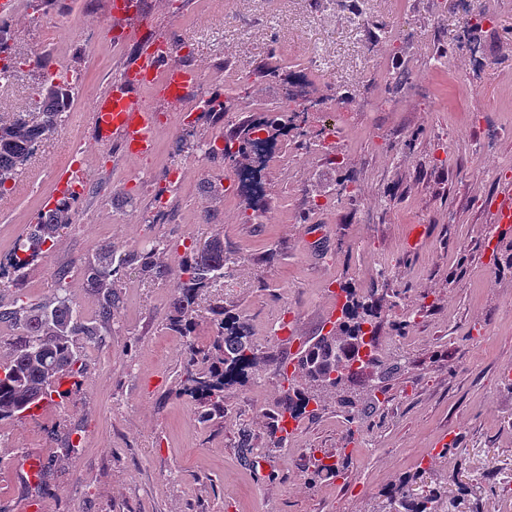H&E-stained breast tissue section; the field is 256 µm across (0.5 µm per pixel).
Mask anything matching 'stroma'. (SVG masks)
<instances>
[{
	"label": "stroma",
	"mask_w": 512,
	"mask_h": 512,
	"mask_svg": "<svg viewBox=\"0 0 512 512\" xmlns=\"http://www.w3.org/2000/svg\"><path fill=\"white\" fill-rule=\"evenodd\" d=\"M141 2L149 19L194 46L206 95L233 96L234 110L222 123L188 102L167 113L148 161L151 177L128 183L140 159L98 143L82 106L130 65L108 39L111 0H50L36 10L15 0L7 15L15 54L56 35L46 51L50 70L70 68L84 77L70 106L72 126L44 139L0 200V248L11 249L53 195L58 172L70 156L80 157L86 194L71 208V226L29 270L24 296L49 301L55 271L69 268L68 291L91 319L97 299L80 267L98 248L111 247L119 257L155 238L189 245L216 236L240 261L234 287L217 286L211 298L246 321L259 348L282 358L330 329L341 314L336 289L399 292L397 307L378 320L380 347L398 344L405 352L403 370L389 385L393 408L364 423L374 447L353 448L345 485L330 479L312 486L302 473L306 449L334 454L344 445L347 422L332 406L300 422L287 447L256 448L253 465H245L237 430L262 434L263 413L280 396L278 377L262 370L226 388L224 421L199 422L195 403L175 395L185 341L166 327L173 280L127 266L115 277L121 309L112 342L87 350L80 387L21 421L0 423V512H29L34 499L41 512H378L383 491L415 472L419 458L445 436L457 448L432 460L428 480L453 487L494 461L512 460V383L498 376L512 367V269L481 262L490 209L503 185H512V169L483 190L481 159L466 133L475 112L512 122V0H477L495 16L481 33L493 62L468 67L463 84L454 68L467 66L469 47L456 26L457 0H360L379 20L399 19L413 37V48L391 42L372 53L347 20L351 0H321L314 15L309 0H237L231 17L225 0ZM254 15L270 16L271 25L247 31ZM289 43L322 47L330 74L359 105L338 113L321 91L299 90L300 98L321 101L308 115V131L327 139L342 129L336 152L344 163L292 151L266 170L261 196H229L234 169L202 156L196 145L254 119L250 85ZM444 49L453 67L428 68ZM397 71L428 85L429 99L400 102L394 112L366 111L384 93L387 74ZM439 131L448 132L449 151L463 161L457 170L435 162ZM385 143L401 150L400 162L388 160ZM173 165L184 172L176 185L166 179ZM344 177L364 187L365 223H353L354 208L344 201L321 212L308 206ZM161 191L182 223L155 219L152 200ZM255 207L267 209L268 223L240 221ZM363 244L393 265L389 281L372 277ZM427 296L435 315L422 329L397 336L395 322ZM285 312L290 332L280 335L274 321ZM75 429L82 439L70 455L63 440ZM27 459L53 464L46 486L32 496L22 467Z\"/></svg>",
	"instance_id": "1"
}]
</instances>
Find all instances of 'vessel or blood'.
Listing matches in <instances>:
<instances>
[{
  "label": "vessel or blood",
  "mask_w": 512,
  "mask_h": 512,
  "mask_svg": "<svg viewBox=\"0 0 512 512\" xmlns=\"http://www.w3.org/2000/svg\"><path fill=\"white\" fill-rule=\"evenodd\" d=\"M173 37L143 44L138 63L115 76L108 87L88 98L86 118L100 139L112 141L126 156H147L154 149L156 138L157 101L174 102L179 88L196 80L199 73L185 69L173 61ZM162 76L156 87L155 101L142 97L139 74Z\"/></svg>",
  "instance_id": "obj_1"
}]
</instances>
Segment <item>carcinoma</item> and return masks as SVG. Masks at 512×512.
Here are the masks:
<instances>
[{"mask_svg":"<svg viewBox=\"0 0 512 512\" xmlns=\"http://www.w3.org/2000/svg\"><path fill=\"white\" fill-rule=\"evenodd\" d=\"M74 91L75 87L57 84L46 75L36 88L33 111L18 112L7 121L0 118V194L6 191L7 182L18 168L27 162L36 144L57 129ZM286 123L300 130L297 149L308 148L313 137L301 128V113L286 116ZM254 133L255 127L250 123L238 127L231 139L240 143V147L227 148L224 163L240 167L249 157L242 145ZM70 225L68 204L57 206L47 218L29 225L25 238L13 249L14 272L7 287H23L32 263ZM167 248V244L157 241L139 247L117 263L112 250L102 248L86 262L82 275L98 300L93 319L85 318L67 294L70 274L67 268L55 273L56 295L48 302L33 303L18 296L9 302L0 301V323H7L16 331L8 338L9 360L0 366V421H18L31 415L43 402L51 400L52 394L59 392L63 381L83 375L85 350L110 345L112 322L120 309L119 295L113 288V277L119 267L136 264L144 273L162 276L167 270L157 269L156 256ZM238 262L236 255L224 251V242L217 237L201 248L187 247L175 273L174 301L167 323L168 330L189 338L175 395L195 402L201 421L220 420L228 411L224 387L248 380L263 367H274L287 388L277 405L265 413L263 439L268 448L285 447L288 420L298 422L318 414L326 408L328 395L351 423L365 419L377 409L375 387L358 392L356 386L368 371L389 381L402 370L398 362L386 363L377 355L368 360L362 356L367 348L375 351L379 340L375 318L380 310L392 306V302L375 292L362 297L347 292L341 316L331 329L305 344L290 361H280L255 344L247 324L224 307V301L215 299L205 308L200 306L202 296ZM201 320L211 329L210 342L206 345L190 340ZM238 438L242 459L253 463L250 458L253 431L242 427ZM341 467L340 459L327 455L314 460L306 476L312 482L332 479ZM424 473L422 468L387 490L380 512H479L478 484H464L452 497L440 485H430L419 493L413 485Z\"/></svg>","mask_w":512,"mask_h":512,"instance_id":"1","label":"carcinoma"}]
</instances>
